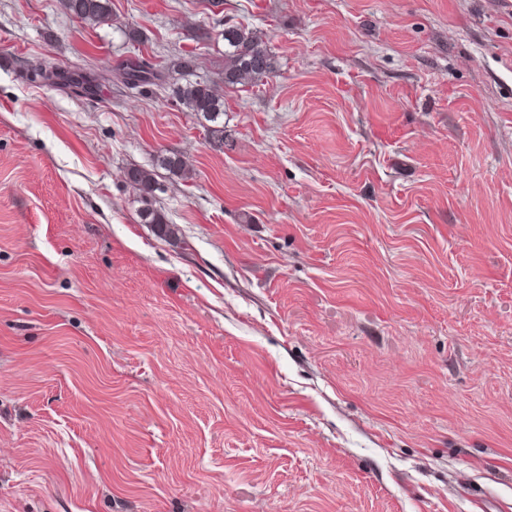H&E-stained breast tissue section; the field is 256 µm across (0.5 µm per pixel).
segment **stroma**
Masks as SVG:
<instances>
[{
  "label": "stroma",
  "instance_id": "1",
  "mask_svg": "<svg viewBox=\"0 0 512 512\" xmlns=\"http://www.w3.org/2000/svg\"><path fill=\"white\" fill-rule=\"evenodd\" d=\"M111 5L0 0V512H512V0ZM63 6L71 17L92 26L111 17V0H64ZM224 44L225 87L252 86L276 72V57L256 32L224 27ZM121 79L130 84H146L158 79L155 67L144 60L131 59L120 69ZM176 94L190 112H195L205 120L216 123L219 116L224 114V95L215 85L204 82L188 83L179 86ZM129 182L139 191L144 207L140 211V219L145 224H154L159 237L166 238L175 233L172 224H169L165 215L153 208L151 197L155 190L153 173L141 168H132L127 172Z\"/></svg>",
  "mask_w": 512,
  "mask_h": 512
}]
</instances>
